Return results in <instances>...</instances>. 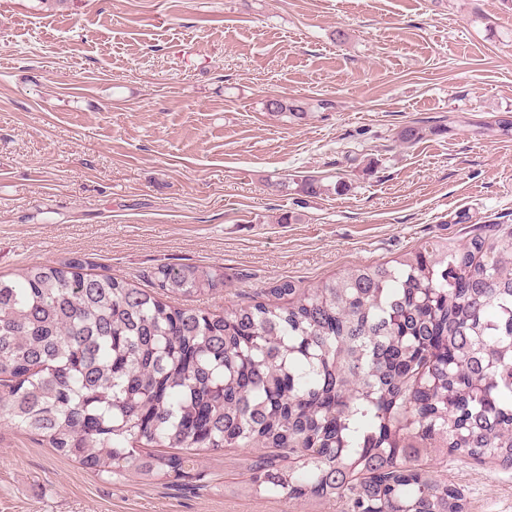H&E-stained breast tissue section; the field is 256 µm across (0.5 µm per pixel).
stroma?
<instances>
[{"mask_svg":"<svg viewBox=\"0 0 512 512\" xmlns=\"http://www.w3.org/2000/svg\"><path fill=\"white\" fill-rule=\"evenodd\" d=\"M508 111L512 0H0V277L74 258L147 288L217 265L220 312L455 251L512 227V134L477 129ZM262 454L200 450V488L107 482L1 417L0 512H340L246 494ZM428 467L466 512H512V466ZM265 108L272 116H283L294 121L306 120L307 112L301 105L294 102H288L282 97H271L266 101Z\"/></svg>","mask_w":512,"mask_h":512,"instance_id":"35a3bbf8","label":"stroma"}]
</instances>
